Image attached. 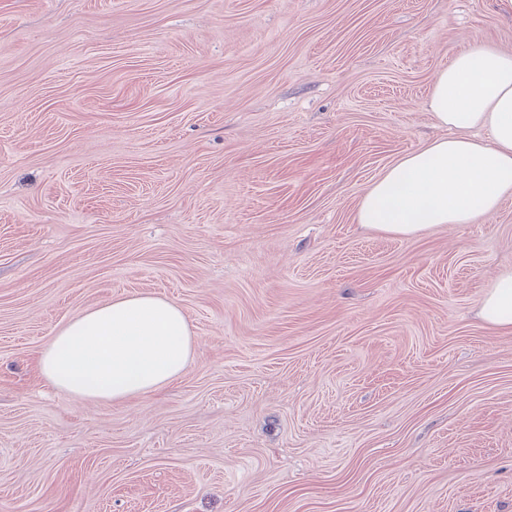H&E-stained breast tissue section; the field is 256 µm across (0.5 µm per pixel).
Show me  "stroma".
Segmentation results:
<instances>
[{
  "label": "stroma",
  "instance_id": "stroma-1",
  "mask_svg": "<svg viewBox=\"0 0 512 512\" xmlns=\"http://www.w3.org/2000/svg\"><path fill=\"white\" fill-rule=\"evenodd\" d=\"M512 0H0V512H512V199L396 238L368 186ZM178 304L169 386L41 376L113 297ZM482 296L478 315L490 328L512 331V268L504 269Z\"/></svg>",
  "mask_w": 512,
  "mask_h": 512
}]
</instances>
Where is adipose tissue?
<instances>
[{"mask_svg": "<svg viewBox=\"0 0 512 512\" xmlns=\"http://www.w3.org/2000/svg\"><path fill=\"white\" fill-rule=\"evenodd\" d=\"M429 109L448 136L390 165L365 191L358 221L411 237L439 224H467L512 196V53L472 46L434 79ZM476 129L486 138L473 137ZM488 327L512 331V268L479 302ZM193 349L182 309L133 293L81 312L42 348L38 367L54 389L83 403L123 404L186 371Z\"/></svg>", "mask_w": 512, "mask_h": 512, "instance_id": "obj_1", "label": "adipose tissue"}]
</instances>
